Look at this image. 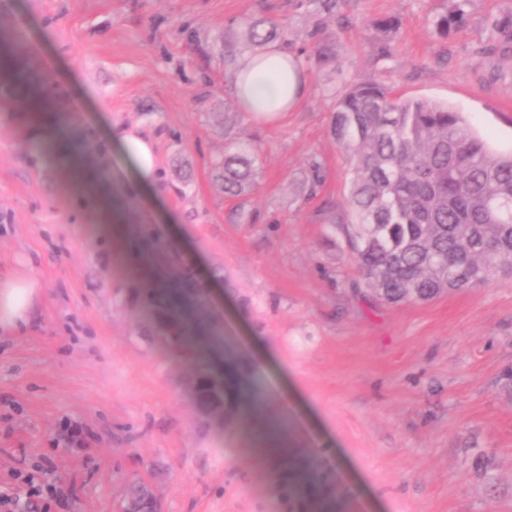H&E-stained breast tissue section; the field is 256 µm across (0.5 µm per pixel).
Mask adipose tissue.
<instances>
[{"label": "adipose tissue", "mask_w": 512, "mask_h": 512, "mask_svg": "<svg viewBox=\"0 0 512 512\" xmlns=\"http://www.w3.org/2000/svg\"><path fill=\"white\" fill-rule=\"evenodd\" d=\"M232 83L243 111L272 113L295 109L307 92L305 71L300 59L287 47L274 44L257 55L242 59ZM108 141L125 159L133 181L146 193L160 184L155 138L135 129H114ZM40 283L22 270L0 278V330L26 326L39 295Z\"/></svg>", "instance_id": "adipose-tissue-1"}]
</instances>
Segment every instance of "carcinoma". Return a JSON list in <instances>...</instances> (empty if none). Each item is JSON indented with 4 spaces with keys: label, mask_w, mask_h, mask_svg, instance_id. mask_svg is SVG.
I'll return each mask as SVG.
<instances>
[{
    "label": "carcinoma",
    "mask_w": 512,
    "mask_h": 512,
    "mask_svg": "<svg viewBox=\"0 0 512 512\" xmlns=\"http://www.w3.org/2000/svg\"><path fill=\"white\" fill-rule=\"evenodd\" d=\"M461 6L439 18L442 34L459 27ZM258 53L283 36L280 22H244ZM331 133L350 163L345 235L368 287L389 304L428 302L480 288L512 274V154L495 155L460 112L428 99H402L376 81L355 82L333 107ZM258 158L241 142L225 147L213 168L225 194L240 196L255 183ZM139 246L160 270L178 263L177 252L150 229ZM180 289L146 288L153 322L173 324L164 339L172 358L194 367L197 410L224 402L234 410L242 397L237 373L222 374L200 361L198 335H221L204 292L184 273Z\"/></svg>",
    "instance_id": "1"
}]
</instances>
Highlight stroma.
I'll use <instances>...</instances> for the list:
<instances>
[{
    "label": "stroma",
    "mask_w": 512,
    "mask_h": 512,
    "mask_svg": "<svg viewBox=\"0 0 512 512\" xmlns=\"http://www.w3.org/2000/svg\"><path fill=\"white\" fill-rule=\"evenodd\" d=\"M457 5L459 29L435 34ZM260 17L285 23L308 84L295 110L264 120L242 111L222 52ZM0 34L33 75L0 91V276L22 258L41 285L28 328L0 334V488L25 494L35 476L51 512H118L130 478L163 512H310L316 498L323 512H512V278L377 299L336 226L350 172L330 132L351 82L381 81L448 104L511 152L503 0H0ZM36 94L50 112L28 109ZM51 116L110 181L128 233L156 227L198 259L223 327L202 353L240 368L252 399L233 422L202 420L186 397L193 369L167 357L143 309L153 268L40 138ZM106 118L155 136L178 223L105 151ZM243 140L261 174L228 198L211 163ZM256 421L288 456L262 453ZM297 468L310 482L293 496Z\"/></svg>",
    "instance_id": "35a3bbf8"
}]
</instances>
